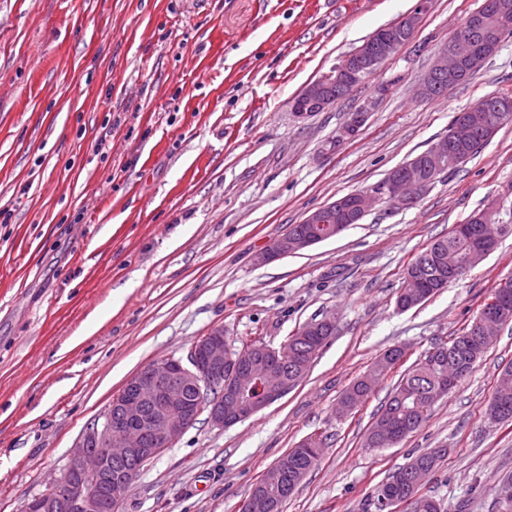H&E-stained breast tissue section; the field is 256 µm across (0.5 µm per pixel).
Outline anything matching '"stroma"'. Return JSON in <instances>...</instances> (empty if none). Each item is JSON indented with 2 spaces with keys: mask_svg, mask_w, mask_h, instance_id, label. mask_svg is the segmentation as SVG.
Wrapping results in <instances>:
<instances>
[{
  "mask_svg": "<svg viewBox=\"0 0 512 512\" xmlns=\"http://www.w3.org/2000/svg\"><path fill=\"white\" fill-rule=\"evenodd\" d=\"M482 0H433L411 44L336 106L291 101L416 0H0V512L66 470L86 426L145 365L223 329L277 347L336 315L304 380L230 427L206 417L148 461L120 512H240L266 469L311 435L327 446L282 512H365L415 453L446 447L422 487L444 512H497L512 423L487 419L512 323L425 424L364 435L400 374L471 323L512 276V230L462 280L402 311L411 259L493 202L512 205V123L404 210L377 207L288 257L255 256L317 207L381 180L463 109L512 89V38L436 100L415 85ZM365 126L338 136L355 107ZM394 346L368 401L343 392Z\"/></svg>",
  "mask_w": 512,
  "mask_h": 512,
  "instance_id": "35a3bbf8",
  "label": "stroma"
}]
</instances>
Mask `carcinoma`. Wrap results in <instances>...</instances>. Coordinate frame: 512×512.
Returning a JSON list of instances; mask_svg holds the SVG:
<instances>
[{
    "label": "carcinoma",
    "mask_w": 512,
    "mask_h": 512,
    "mask_svg": "<svg viewBox=\"0 0 512 512\" xmlns=\"http://www.w3.org/2000/svg\"><path fill=\"white\" fill-rule=\"evenodd\" d=\"M506 5L512 12V0H483L479 7L481 26L471 34L474 44H483L488 31L497 28L501 6ZM475 244L471 235L457 229L440 237L420 252L409 264L404 281L398 292L397 303L409 310L425 303L440 289L463 278L468 272L469 262ZM478 320H473L456 336L446 343H440L433 350L417 359L402 375L391 391L390 397L380 414L371 424L365 437V447H374L372 436L377 429H390L402 432L407 437L425 422L435 404L434 396L444 398L457 382L473 370L482 360L487 348L476 341L473 331ZM306 323L287 336L288 354L283 356L277 371L291 377L296 371L306 374L318 353L336 335V328H330L320 336L313 335ZM403 358V351L394 347L386 350L375 362L371 376H363L351 384L339 400L343 412L359 409L371 396L381 377L393 369ZM485 414L493 422L512 419V366L501 370L493 393L486 405ZM445 452L434 449L423 451L408 462L407 466H417L421 475L428 477L439 467ZM318 456L302 455L288 460V470L280 477L279 483L271 484L266 494L277 498L278 504L288 500L290 494L281 492V487H290L300 477H304L317 464ZM404 470L400 466L395 473L376 489L374 505L376 512H385L384 500L395 491L397 474ZM510 482L512 475L502 477L498 484L489 488L499 512H512V497L501 498L497 494L498 485ZM411 512H442L441 503L431 496L421 495L413 504Z\"/></svg>",
    "instance_id": "carcinoma-1"
}]
</instances>
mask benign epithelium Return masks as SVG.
Listing matches in <instances>:
<instances>
[{
    "label": "benign epithelium",
    "mask_w": 512,
    "mask_h": 512,
    "mask_svg": "<svg viewBox=\"0 0 512 512\" xmlns=\"http://www.w3.org/2000/svg\"><path fill=\"white\" fill-rule=\"evenodd\" d=\"M430 8L431 0H417L409 12L376 30L329 71L306 85L293 99L294 116L305 119L313 112L335 106L341 94L354 90L366 80L370 67L395 57L410 43ZM474 23V17H467L440 47L417 86V94H429L433 79L455 81L497 53L509 33L507 28L499 30L487 54L478 56L465 52L469 40L467 28ZM367 115L365 105L352 112L341 139L355 137ZM510 119L512 115L505 108L487 114L482 125L484 139H491L498 127ZM450 139L471 142L475 139L474 127L457 124L449 136L438 139L428 148L425 153L428 169L435 175L447 165L463 164L469 158L468 151L451 157L448 154ZM431 186L432 180L420 178L413 173L410 164L405 163L390 170L379 183L308 211L302 223L327 224L334 218L345 225L357 224L379 204L394 209L412 207ZM317 243V238L286 232L271 240L257 254L256 260L260 264L268 263ZM511 286L507 280L501 282L502 293L480 319L479 335L487 337L499 327L501 318L512 307ZM229 351L231 347L224 330L214 329L194 341L186 357L170 356L144 366L125 383L103 415L85 428L72 449L63 476L43 494L27 501L23 512H119L140 466L173 447L202 413H207L208 421L215 426H230L271 405L296 384L294 380L284 379L277 386L266 387L260 403L245 402L240 398L241 391L259 375L253 351L243 350L235 359ZM256 509L277 512L275 502L259 495L248 497L241 512Z\"/></svg>",
    "instance_id": "7a95c632"
}]
</instances>
